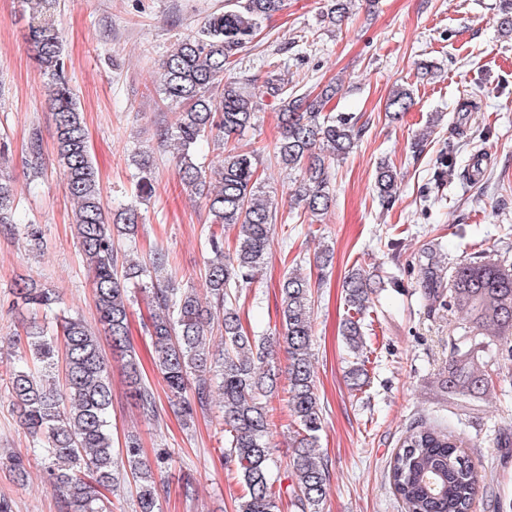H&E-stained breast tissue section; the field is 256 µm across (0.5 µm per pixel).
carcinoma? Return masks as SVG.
Listing matches in <instances>:
<instances>
[{"instance_id": "obj_1", "label": "carcinoma", "mask_w": 512, "mask_h": 512, "mask_svg": "<svg viewBox=\"0 0 512 512\" xmlns=\"http://www.w3.org/2000/svg\"><path fill=\"white\" fill-rule=\"evenodd\" d=\"M283 0H235L234 7L209 16L193 33L174 43L161 65V93L175 107L174 122L164 138L173 140L180 183L208 208L211 230L205 241L206 299L193 288H176L168 254L152 250L147 259L131 261L114 246L117 235H132L141 221L133 206L111 214L105 211L99 177L87 146L83 111L64 75L62 41L53 25L44 22L30 30V43L50 84V109L55 126V150L63 168L66 189L76 203L75 235L85 258L94 294L98 327L79 316L57 317L59 330L51 334L36 317L55 311L59 294L31 278L15 280L17 302L33 317L23 327L25 363L10 377V397L19 423L34 441V451L47 464L50 483L62 493L69 512H103L104 492L113 490L120 470H129L137 486L139 512H157L153 466L141 456L138 435L129 433L124 447L115 448L109 429L112 410V364L103 353L106 340L124 361L129 398L140 413L156 416L153 392L145 383L129 338L128 283L141 282L151 294L155 312L147 327L155 365L162 374L172 405L192 420L219 398L222 432L229 463L238 470L242 494L238 512H279L280 496L272 474L275 448L268 440L273 417L270 399L283 391L293 417V454L289 461L290 501L299 512H322L329 471L315 453L323 412L312 361L313 292L310 275L293 269L280 283L276 336H255L243 327L240 288L263 269L271 249L277 202L258 182L259 154L232 142L254 126L258 102L241 82L224 79L236 55L251 43L261 23L280 11ZM352 0H330L324 20L341 24ZM264 94L278 102L280 135L275 157L288 172L299 173L295 205L323 220L331 207V165L356 146L362 128L350 116L324 113L339 92L330 82L316 95L299 94L286 75L268 72ZM414 104L410 89L395 88L386 111L396 119ZM212 140L223 146L218 164L205 170L197 161L199 143ZM139 170L137 197L155 193L150 156L134 160ZM399 175L390 163L379 164L375 188L384 204L399 193ZM16 223L15 188L0 170V224ZM235 231L224 238V229ZM465 288L448 290V304L470 316L478 313L485 326L512 329V289L499 292L480 281L481 263L463 264ZM381 286L379 276L361 268L343 283L344 299L355 315L348 317L342 336L354 355L347 371L352 390L367 384L361 318ZM438 274L425 273L424 294L442 297ZM283 349L287 364L273 368L274 348ZM64 363V381L55 370ZM445 387L461 393L493 386L484 372L462 377L456 364L448 365ZM193 392L188 397L187 392ZM388 480L404 512H472L480 476L469 454L452 432L426 422L406 430L399 450L388 465Z\"/></svg>"}]
</instances>
